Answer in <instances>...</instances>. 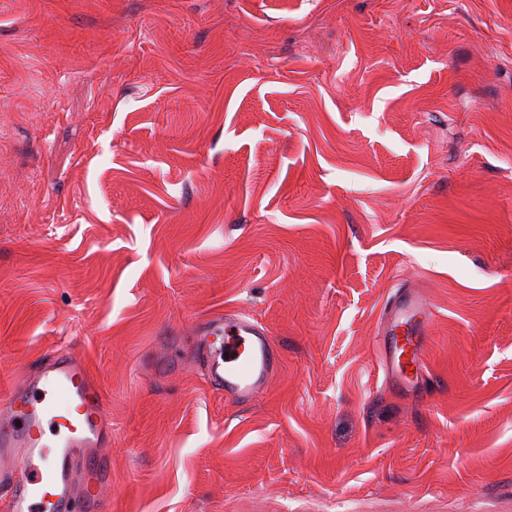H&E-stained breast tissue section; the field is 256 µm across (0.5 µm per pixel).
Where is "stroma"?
<instances>
[{"label":"stroma","instance_id":"stroma-1","mask_svg":"<svg viewBox=\"0 0 512 512\" xmlns=\"http://www.w3.org/2000/svg\"><path fill=\"white\" fill-rule=\"evenodd\" d=\"M240 308L243 404L195 346ZM54 345L112 425L76 512H512V0H0V385ZM430 318L428 303L419 291L411 288L397 290L385 304L377 345L380 370L388 389L419 396ZM197 351L210 385L226 400L250 402L263 394L279 369L270 331L239 311L207 320L196 330Z\"/></svg>","mask_w":512,"mask_h":512}]
</instances>
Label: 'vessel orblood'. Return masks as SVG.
<instances>
[{
  "instance_id": "1",
  "label": "vessel or blood",
  "mask_w": 512,
  "mask_h": 512,
  "mask_svg": "<svg viewBox=\"0 0 512 512\" xmlns=\"http://www.w3.org/2000/svg\"><path fill=\"white\" fill-rule=\"evenodd\" d=\"M431 310L417 290L396 291L383 310L377 345L388 389L419 395ZM210 385L249 402L279 369L270 331L239 311L196 330ZM112 436L106 402L80 357L47 351L25 382L0 394V512H72L75 499L100 502L107 479L80 462Z\"/></svg>"
}]
</instances>
